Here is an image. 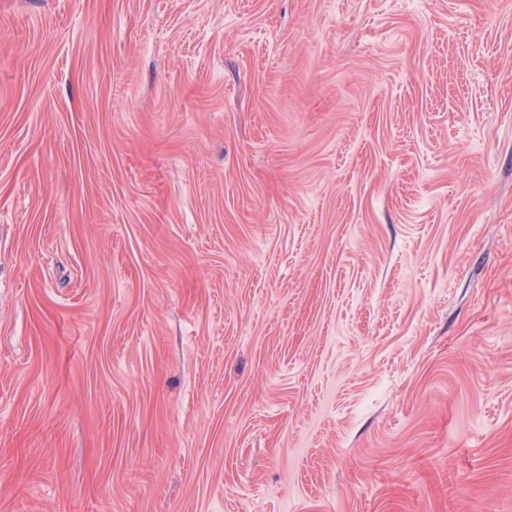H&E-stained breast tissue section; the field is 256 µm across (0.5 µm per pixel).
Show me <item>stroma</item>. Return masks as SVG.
Listing matches in <instances>:
<instances>
[{
    "label": "stroma",
    "instance_id": "35a3bbf8",
    "mask_svg": "<svg viewBox=\"0 0 512 512\" xmlns=\"http://www.w3.org/2000/svg\"><path fill=\"white\" fill-rule=\"evenodd\" d=\"M0 512H512V0H0Z\"/></svg>",
    "mask_w": 512,
    "mask_h": 512
}]
</instances>
